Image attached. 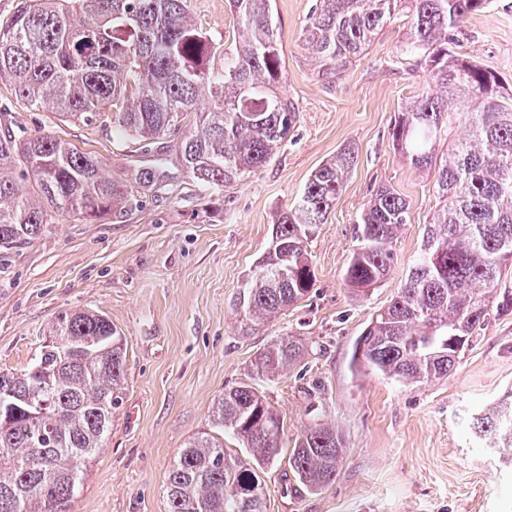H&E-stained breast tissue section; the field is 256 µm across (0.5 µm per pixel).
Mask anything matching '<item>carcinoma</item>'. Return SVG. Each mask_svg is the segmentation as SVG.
<instances>
[{
  "mask_svg": "<svg viewBox=\"0 0 512 512\" xmlns=\"http://www.w3.org/2000/svg\"><path fill=\"white\" fill-rule=\"evenodd\" d=\"M188 0H18L0 27V81L34 110L131 138L146 153L180 130L187 172L206 187H232L266 166L294 128L295 104L274 92L283 61L272 0H229L240 40L209 67L213 46ZM488 0H319L305 43L332 79L359 59L398 15L405 52L423 57L438 89L398 113L394 149L434 171L438 205L420 252L389 304L357 340V365L404 384L443 379L491 319L512 314L501 286L512 263V97L494 72L454 53V32ZM202 96L210 107L198 112ZM464 137H451L455 121ZM358 153L348 144L310 174L295 205L273 225L269 247L235 306L250 327L305 299L316 279L306 244L326 223ZM130 190L104 164L52 133L0 124V247L22 248L48 224L92 222L132 211L157 172ZM409 202L383 184L364 205L344 283L360 293L384 280ZM311 350L281 336L252 362L253 379L285 374ZM127 341L100 312L64 311L30 365L0 371V512H70L87 466L107 447L126 389ZM212 427L241 441L231 455L214 435L191 438L167 474L168 512H267L262 474L282 454L284 421L247 382L224 390ZM473 437L512 466V387L470 417ZM345 441L311 423L288 451L309 493L340 475Z\"/></svg>",
  "mask_w": 512,
  "mask_h": 512,
  "instance_id": "carcinoma-1",
  "label": "carcinoma"
}]
</instances>
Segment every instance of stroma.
I'll use <instances>...</instances> for the list:
<instances>
[{
	"mask_svg": "<svg viewBox=\"0 0 512 512\" xmlns=\"http://www.w3.org/2000/svg\"><path fill=\"white\" fill-rule=\"evenodd\" d=\"M316 0H274L281 33V96L298 109L276 157L230 188H206L183 167L179 135L143 153L98 128L64 124L17 101L0 82V110L28 133L54 132L96 154L113 178L141 169L162 179L132 212L95 224L48 225L20 250L0 248V369L29 365L64 310L105 312L127 339V388L73 512H167L166 473L192 436L209 430L225 388L279 336L314 345L288 374L260 390L284 419L283 448L315 419L343 435L336 482L309 494L287 462L264 479L267 512H512V468L478 447L470 416L512 385V315L491 321L448 378L406 385L353 365L356 341L412 266L437 205L435 177L392 147L398 112L429 89L421 56L403 52L405 28L378 34L363 58L328 80L314 69L303 31ZM213 41L210 66L238 39L227 0H188ZM453 50L495 72L512 90V0H490L454 34ZM358 163L308 244L316 276L309 297L242 330L234 300L266 252L272 227L311 172L344 145ZM410 205L387 279L364 295L343 283L360 212L378 184Z\"/></svg>",
	"mask_w": 512,
	"mask_h": 512,
	"instance_id": "stroma-1",
	"label": "stroma"
}]
</instances>
